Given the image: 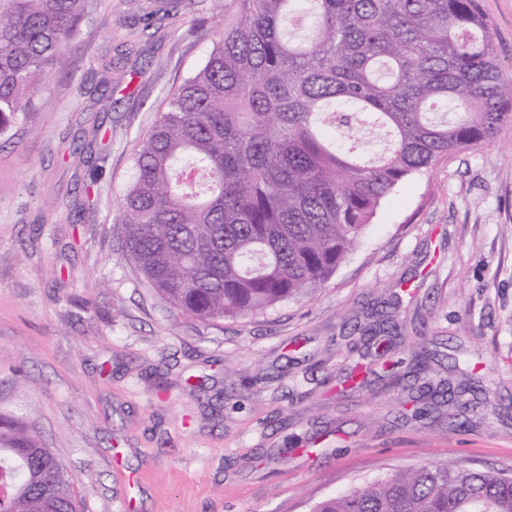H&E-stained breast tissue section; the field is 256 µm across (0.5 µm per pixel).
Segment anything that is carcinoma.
<instances>
[{
    "label": "carcinoma",
    "mask_w": 512,
    "mask_h": 512,
    "mask_svg": "<svg viewBox=\"0 0 512 512\" xmlns=\"http://www.w3.org/2000/svg\"><path fill=\"white\" fill-rule=\"evenodd\" d=\"M90 0H0V133L61 72ZM512 123L480 0H224L204 65L159 106L132 157L126 258L197 322L310 296L385 198ZM367 128L386 142L355 154ZM0 512H81L55 454L0 415ZM311 512H512V475L433 464Z\"/></svg>",
    "instance_id": "cac0c4a2"
}]
</instances>
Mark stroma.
I'll use <instances>...</instances> for the list:
<instances>
[{"instance_id":"35a3bbf8","label":"stroma","mask_w":512,"mask_h":512,"mask_svg":"<svg viewBox=\"0 0 512 512\" xmlns=\"http://www.w3.org/2000/svg\"><path fill=\"white\" fill-rule=\"evenodd\" d=\"M480 5L512 70V0ZM221 13L92 0L66 70L0 134V413L84 512H310L424 464L512 474V123L405 179L327 283L266 314L184 319L125 260L135 145ZM381 325L425 368L351 388Z\"/></svg>"}]
</instances>
